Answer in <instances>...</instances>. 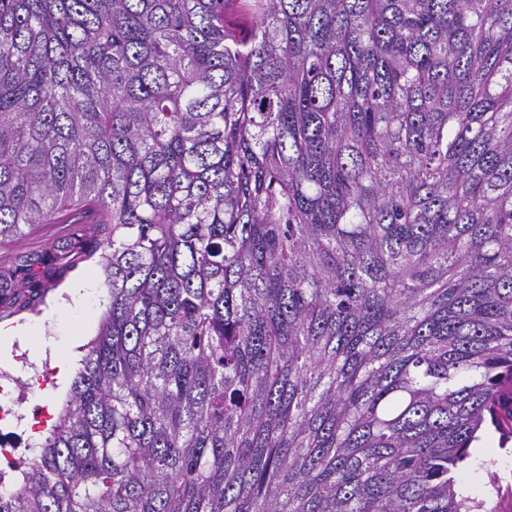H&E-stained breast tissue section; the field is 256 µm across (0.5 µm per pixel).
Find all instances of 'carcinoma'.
<instances>
[{
  "instance_id": "cac0c4a2",
  "label": "carcinoma",
  "mask_w": 512,
  "mask_h": 512,
  "mask_svg": "<svg viewBox=\"0 0 512 512\" xmlns=\"http://www.w3.org/2000/svg\"><path fill=\"white\" fill-rule=\"evenodd\" d=\"M0 0V249L109 300L0 512H494L512 0ZM224 20L229 27L236 29L242 35L246 34L252 24L251 18L244 10L239 0L229 1L224 10ZM60 230L59 224H41L34 233L21 239L16 248L24 252L48 250ZM507 446V447H506ZM495 443L489 437L482 438L472 450L474 458L482 459L493 454ZM510 463L504 464L496 455L473 465L471 456L460 467L461 476L471 484V496L476 498L488 497L490 504L495 505L496 512H512V440L504 445ZM495 475L494 486L491 485L490 473Z\"/></svg>"
}]
</instances>
